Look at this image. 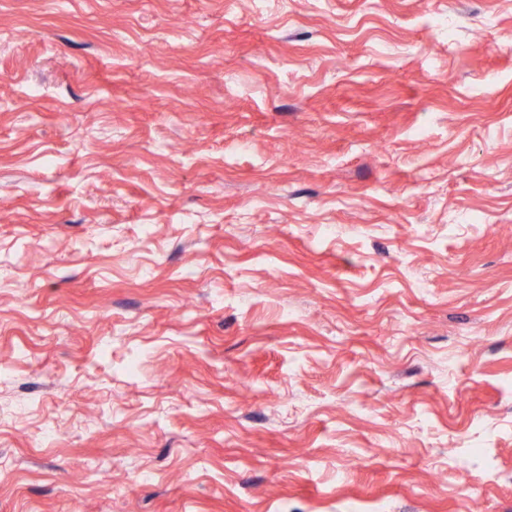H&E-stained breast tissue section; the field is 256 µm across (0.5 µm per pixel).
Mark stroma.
<instances>
[{
	"mask_svg": "<svg viewBox=\"0 0 512 512\" xmlns=\"http://www.w3.org/2000/svg\"><path fill=\"white\" fill-rule=\"evenodd\" d=\"M0 512H512V0H0Z\"/></svg>",
	"mask_w": 512,
	"mask_h": 512,
	"instance_id": "35a3bbf8",
	"label": "stroma"
}]
</instances>
